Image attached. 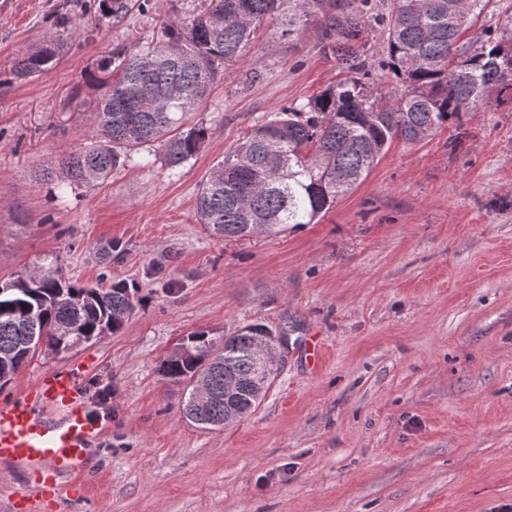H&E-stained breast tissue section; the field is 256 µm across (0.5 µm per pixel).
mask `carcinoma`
Segmentation results:
<instances>
[{
    "instance_id": "obj_1",
    "label": "carcinoma",
    "mask_w": 512,
    "mask_h": 512,
    "mask_svg": "<svg viewBox=\"0 0 512 512\" xmlns=\"http://www.w3.org/2000/svg\"><path fill=\"white\" fill-rule=\"evenodd\" d=\"M121 18L146 0H100ZM490 0H390L387 67L399 82L368 77L367 37L379 17L373 0H217L189 32L171 29L145 53L120 60L91 106L93 143L63 155L40 176L59 188L89 186L124 168L134 154L158 145L175 172L210 137L195 112L210 97L220 67L245 48L255 25L268 21L280 38L315 32L318 50L334 56L346 76L299 104L272 112L224 154L196 197V217L218 238L272 237L312 224L365 180L389 145L422 141L457 121L456 143L468 132L463 117L512 91V9L461 41ZM68 36L52 31L19 51L12 78L46 74ZM424 137H419V134ZM48 258L36 270L0 284V387L40 346L69 352L122 331L139 303L123 280L79 285ZM273 333L263 322L243 325L215 344L212 332L187 336L186 351L169 353L161 374L186 384L179 413L201 431L232 424L238 411L260 407L271 385L257 382L255 343ZM210 401L196 404V381Z\"/></svg>"
}]
</instances>
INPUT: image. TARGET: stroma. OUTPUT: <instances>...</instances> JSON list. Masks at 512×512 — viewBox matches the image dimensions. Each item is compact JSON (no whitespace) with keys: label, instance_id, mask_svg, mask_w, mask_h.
Masks as SVG:
<instances>
[{"label":"stroma","instance_id":"stroma-1","mask_svg":"<svg viewBox=\"0 0 512 512\" xmlns=\"http://www.w3.org/2000/svg\"><path fill=\"white\" fill-rule=\"evenodd\" d=\"M212 0H151L122 20L98 0H0V282L57 258L73 282L133 283L125 328L39 352L0 400L82 360L86 409L106 432L86 472L42 495L0 463V512H512V93L393 142L318 223L276 238L210 236L194 198L269 113L340 68L308 33L268 49L257 28L197 116L212 129L178 171L157 148L59 194L37 170L90 143L108 65L187 28ZM65 7L76 32L42 77L7 83ZM288 325L264 403L221 431L182 420L163 356L190 333ZM316 343L317 361L305 349Z\"/></svg>","mask_w":512,"mask_h":512}]
</instances>
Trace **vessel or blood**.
Wrapping results in <instances>:
<instances>
[{"label": "vessel or blood", "instance_id": "b4317fda", "mask_svg": "<svg viewBox=\"0 0 512 512\" xmlns=\"http://www.w3.org/2000/svg\"><path fill=\"white\" fill-rule=\"evenodd\" d=\"M80 371L77 363L52 371L23 397L0 402V461L38 466L45 493L88 466L105 430L85 410Z\"/></svg>", "mask_w": 512, "mask_h": 512}]
</instances>
